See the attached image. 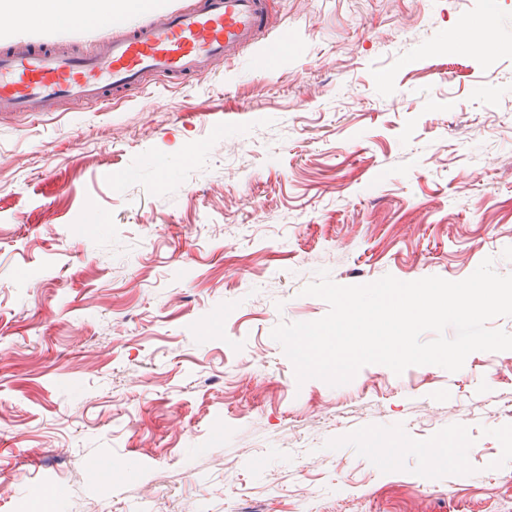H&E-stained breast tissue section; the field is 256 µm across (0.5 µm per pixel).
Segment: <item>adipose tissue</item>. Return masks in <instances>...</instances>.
<instances>
[{"mask_svg": "<svg viewBox=\"0 0 512 512\" xmlns=\"http://www.w3.org/2000/svg\"><path fill=\"white\" fill-rule=\"evenodd\" d=\"M128 0H0V28L32 16L102 27L125 18Z\"/></svg>", "mask_w": 512, "mask_h": 512, "instance_id": "adipose-tissue-1", "label": "adipose tissue"}]
</instances>
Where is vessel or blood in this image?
Listing matches in <instances>:
<instances>
[{
	"mask_svg": "<svg viewBox=\"0 0 512 512\" xmlns=\"http://www.w3.org/2000/svg\"><path fill=\"white\" fill-rule=\"evenodd\" d=\"M269 35L266 0H195L103 38L91 54L74 53L63 33L47 43H12L0 48V106L50 112L62 99L106 105L155 79L182 84L263 47Z\"/></svg>",
	"mask_w": 512,
	"mask_h": 512,
	"instance_id": "vessel-or-blood-1",
	"label": "vessel or blood"
}]
</instances>
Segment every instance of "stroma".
Returning <instances> with one entry per match:
<instances>
[{"instance_id":"1","label":"stroma","mask_w":512,"mask_h":512,"mask_svg":"<svg viewBox=\"0 0 512 512\" xmlns=\"http://www.w3.org/2000/svg\"><path fill=\"white\" fill-rule=\"evenodd\" d=\"M269 12V62L0 111V512H512V350L333 387L271 337L322 270L512 274V53L464 42L512 0Z\"/></svg>"}]
</instances>
